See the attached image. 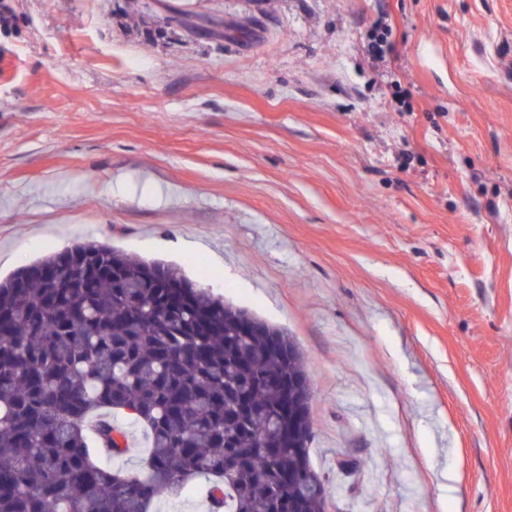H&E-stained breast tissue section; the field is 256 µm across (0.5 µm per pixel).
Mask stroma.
Returning a JSON list of instances; mask_svg holds the SVG:
<instances>
[{"instance_id":"1","label":"stroma","mask_w":512,"mask_h":512,"mask_svg":"<svg viewBox=\"0 0 512 512\" xmlns=\"http://www.w3.org/2000/svg\"><path fill=\"white\" fill-rule=\"evenodd\" d=\"M6 2L0 280L173 265L297 344L331 512H512V0Z\"/></svg>"}]
</instances>
